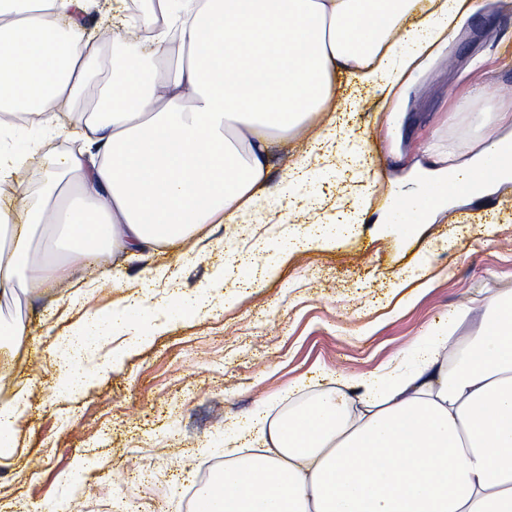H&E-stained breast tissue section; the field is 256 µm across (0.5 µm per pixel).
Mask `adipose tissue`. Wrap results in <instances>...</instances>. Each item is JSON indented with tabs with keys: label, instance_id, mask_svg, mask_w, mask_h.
I'll use <instances>...</instances> for the list:
<instances>
[{
	"label": "adipose tissue",
	"instance_id": "1",
	"mask_svg": "<svg viewBox=\"0 0 512 512\" xmlns=\"http://www.w3.org/2000/svg\"><path fill=\"white\" fill-rule=\"evenodd\" d=\"M86 0H0V180L28 159L18 125L74 129L82 146L52 162L44 202L23 222L0 210V296L27 282L65 285L56 251L91 261L190 240L252 210L269 149L329 111L335 76L394 109L401 89L447 45L479 0H158L148 48L113 33L121 58L104 84ZM181 54L174 73L158 61ZM66 113L68 125L58 121ZM479 152L433 172L455 196L512 181ZM55 225L40 260L32 230ZM449 317L402 356L235 436L245 456L213 472L191 512H512V295L489 299L477 335ZM89 313L58 353L64 390L85 388L84 358L112 339Z\"/></svg>",
	"mask_w": 512,
	"mask_h": 512
}]
</instances>
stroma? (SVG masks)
<instances>
[{"mask_svg": "<svg viewBox=\"0 0 512 512\" xmlns=\"http://www.w3.org/2000/svg\"><path fill=\"white\" fill-rule=\"evenodd\" d=\"M339 95L359 100L348 127L362 167L286 184L288 160L310 139L292 135L271 157L254 213L138 261L60 253L66 285L0 298V322H20L27 336L0 362V399L27 397L15 452L0 459V512H89L106 479L116 506L138 494L142 512L158 501L185 512L193 476L224 459L225 426L265 404L287 407L289 388L303 401L325 392L328 376L372 372L451 309L512 292V182L419 224L382 220L392 198L423 189L426 148L463 161L496 131L497 112L512 111V0H481L396 111H381L372 92L343 85ZM23 133L39 147L20 185H0L7 208L41 203L50 162L70 144L34 125ZM340 213L353 224L335 248L290 256L275 276L253 281L281 241ZM151 268L174 277L153 285L148 315L87 363L89 386L63 395L49 357L57 340L87 312L121 315ZM181 293L208 305L171 317Z\"/></svg>", "mask_w": 512, "mask_h": 512, "instance_id": "stroma-1", "label": "stroma"}]
</instances>
